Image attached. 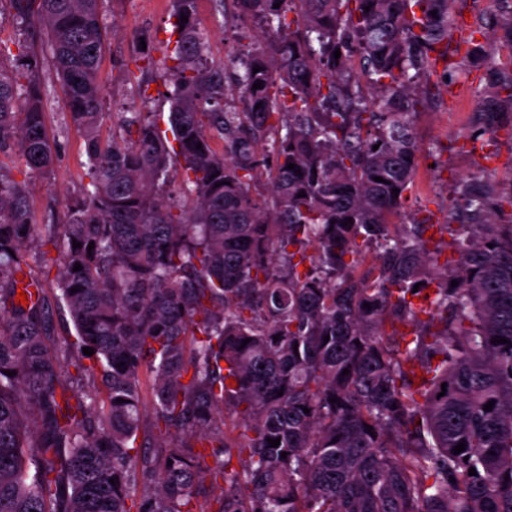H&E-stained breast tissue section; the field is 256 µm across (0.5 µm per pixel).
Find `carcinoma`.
Masks as SVG:
<instances>
[{"label":"carcinoma","mask_w":512,"mask_h":512,"mask_svg":"<svg viewBox=\"0 0 512 512\" xmlns=\"http://www.w3.org/2000/svg\"><path fill=\"white\" fill-rule=\"evenodd\" d=\"M8 2L24 32L0 40V155L54 170L38 27L88 183L40 225L0 165V512H512V224L463 184L466 244L440 271L428 219L393 221L419 165L412 85L448 72L449 0H231L255 44L228 65L208 60L197 0H172L174 146L142 112L102 138L103 0ZM499 86L477 137L512 109ZM43 235L62 353L99 378L75 405L46 293L16 303Z\"/></svg>","instance_id":"1"}]
</instances>
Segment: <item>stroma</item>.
Instances as JSON below:
<instances>
[{
	"mask_svg": "<svg viewBox=\"0 0 512 512\" xmlns=\"http://www.w3.org/2000/svg\"><path fill=\"white\" fill-rule=\"evenodd\" d=\"M198 18L208 37V52L215 62L224 61L240 44L242 29L215 12L212 0H198ZM107 37L101 64L104 83L103 110L136 112L142 108L160 113L159 126L168 130V89L164 58L173 30L171 0H104ZM469 14L474 27L471 38L482 48L477 67L449 72L447 78L430 76L422 88V104L414 118L419 169L404 219L419 215L442 225L430 244L438 266L455 265L460 235L451 230L460 182L474 179L494 185L499 193L512 191V120L503 119L496 132L474 135V109L489 94L487 74L512 73V52L503 38L502 25L512 17V0H450L449 15ZM149 38L155 60L146 81L157 89L146 99L131 97L123 72L133 66L142 38ZM47 127L54 138L58 159L53 174L28 181L32 211L37 223L61 213L65 199L77 197L86 184L84 136L64 110L58 86H51Z\"/></svg>",
	"mask_w": 512,
	"mask_h": 512,
	"instance_id": "obj_1",
	"label": "stroma"
}]
</instances>
